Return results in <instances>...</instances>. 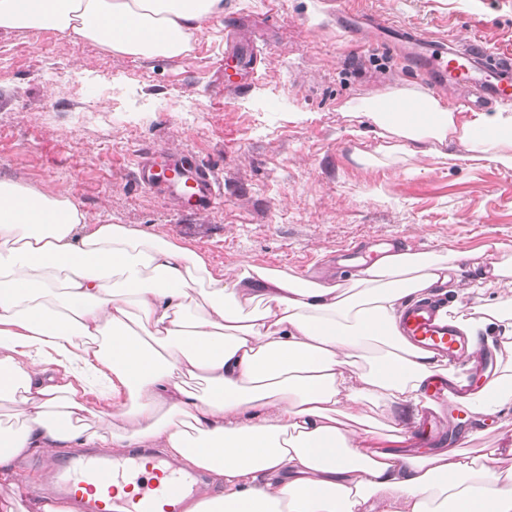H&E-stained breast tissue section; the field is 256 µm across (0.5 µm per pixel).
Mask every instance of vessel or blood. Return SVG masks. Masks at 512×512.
Masks as SVG:
<instances>
[{"mask_svg": "<svg viewBox=\"0 0 512 512\" xmlns=\"http://www.w3.org/2000/svg\"><path fill=\"white\" fill-rule=\"evenodd\" d=\"M387 30V44L415 62V73L435 88L464 89L461 106L486 102H512V55L486 54L473 44L458 49L447 41H433L412 27L389 25L371 15L358 16L351 31L372 34ZM141 185L180 202L193 195L198 210L210 209L217 197L215 179L203 166H178L169 154L150 150L142 153L137 166ZM445 303L432 296L408 301L398 329L415 346L455 359L468 357L469 338L458 331L441 311ZM57 494L76 501L82 512H182L193 489L192 480L156 450H139L115 456L88 450L48 465ZM123 497H116V487Z\"/></svg>", "mask_w": 512, "mask_h": 512, "instance_id": "1", "label": "vessel or blood"}]
</instances>
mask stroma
Returning a JSON list of instances; mask_svg holds the SVG:
<instances>
[{
    "label": "stroma",
    "instance_id": "1",
    "mask_svg": "<svg viewBox=\"0 0 512 512\" xmlns=\"http://www.w3.org/2000/svg\"><path fill=\"white\" fill-rule=\"evenodd\" d=\"M429 38L480 40L512 53V0H343ZM258 58L224 90V35ZM421 80L397 52L353 40L324 0H224V15L191 34L176 57H140L53 31H0V179L69 191L90 223L174 240L215 271L244 263L330 281L343 251L376 240L452 249L460 285L476 287L512 246V169L450 144L432 155L372 166L379 140L344 112L352 99ZM148 149L197 159L214 173L213 208L175 205L136 179ZM434 446L485 457L512 446V428L475 427L447 407L426 411Z\"/></svg>",
    "mask_w": 512,
    "mask_h": 512
}]
</instances>
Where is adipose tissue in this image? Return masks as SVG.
Listing matches in <instances>:
<instances>
[{
  "mask_svg": "<svg viewBox=\"0 0 512 512\" xmlns=\"http://www.w3.org/2000/svg\"><path fill=\"white\" fill-rule=\"evenodd\" d=\"M223 14L224 0H0V30L174 57ZM348 109L376 125L381 162L457 141L512 169L510 108L465 113L406 85ZM498 252L469 305L450 249L392 250L346 283L218 273L165 238L87 223L68 193L0 180V484L60 448H160L219 486L183 512H512V467L394 450L430 379L459 373L397 330L404 302L437 286L455 295L449 320L500 346L467 415H512V248ZM90 382L115 395L111 410L87 403Z\"/></svg>",
  "mask_w": 512,
  "mask_h": 512,
  "instance_id": "1",
  "label": "adipose tissue"
}]
</instances>
